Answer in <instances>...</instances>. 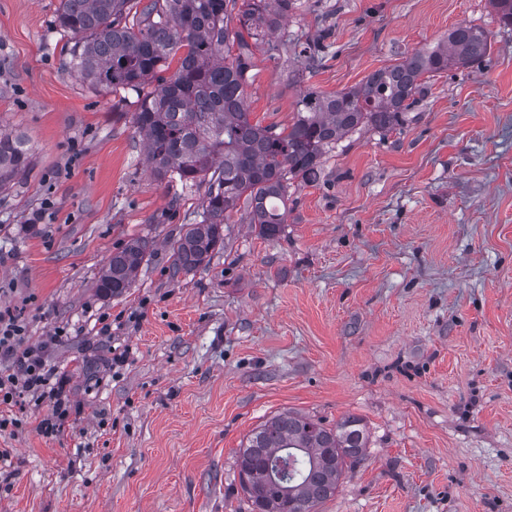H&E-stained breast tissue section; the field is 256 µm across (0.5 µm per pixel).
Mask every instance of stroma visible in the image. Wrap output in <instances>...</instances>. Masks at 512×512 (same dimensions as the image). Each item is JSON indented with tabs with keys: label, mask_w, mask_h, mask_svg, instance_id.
Returning <instances> with one entry per match:
<instances>
[{
	"label": "stroma",
	"mask_w": 512,
	"mask_h": 512,
	"mask_svg": "<svg viewBox=\"0 0 512 512\" xmlns=\"http://www.w3.org/2000/svg\"><path fill=\"white\" fill-rule=\"evenodd\" d=\"M59 3L0 0V129L33 152L0 189V309L80 413L45 437L49 409L27 399L0 435V512H249L239 450L288 411L368 433L318 512H512V28L489 0H300L280 51L255 54L264 126L463 21L491 32L489 60L434 78L402 128L327 149L317 182L291 180L276 238L232 213L225 249L179 275L171 244L204 191L153 175L134 92L71 69ZM320 38L322 66L298 72ZM133 238L151 243L135 284L101 295Z\"/></svg>",
	"instance_id": "35a3bbf8"
}]
</instances>
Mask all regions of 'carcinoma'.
<instances>
[{
  "instance_id": "carcinoma-1",
  "label": "carcinoma",
  "mask_w": 512,
  "mask_h": 512,
  "mask_svg": "<svg viewBox=\"0 0 512 512\" xmlns=\"http://www.w3.org/2000/svg\"><path fill=\"white\" fill-rule=\"evenodd\" d=\"M295 2L60 0L59 26L77 37L71 65L78 77L138 95L132 123L144 137L153 175L204 188L201 220L172 246L176 274L208 264L225 244V221L242 206L258 234L277 237L288 223V178L316 182L325 150L346 134L365 126L381 132L402 127L428 78L489 57L491 34L460 22L445 39L350 89L300 96L288 126H262L251 122L246 96L255 50ZM325 49L319 41L305 43L297 55L302 69L318 67ZM30 165L28 138L1 132L0 187ZM149 251V242L137 238L112 253L98 291L106 297L126 293ZM367 441L356 417L334 430L293 412L270 418L238 459L251 512H315L336 494L345 469L362 461Z\"/></svg>"
}]
</instances>
